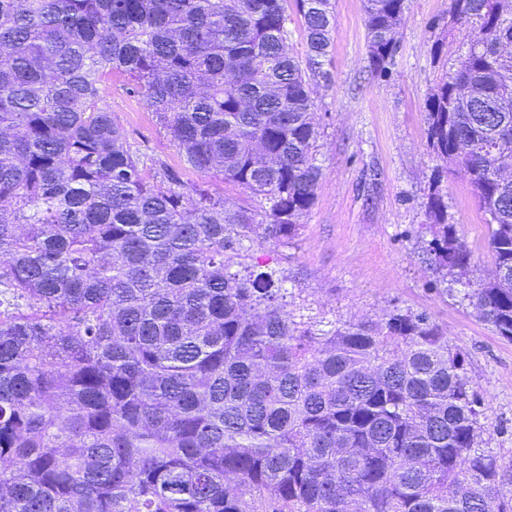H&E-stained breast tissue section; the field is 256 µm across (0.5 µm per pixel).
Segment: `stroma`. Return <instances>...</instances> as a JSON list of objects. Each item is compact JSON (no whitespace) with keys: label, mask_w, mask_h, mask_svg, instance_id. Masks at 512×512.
Masks as SVG:
<instances>
[{"label":"stroma","mask_w":512,"mask_h":512,"mask_svg":"<svg viewBox=\"0 0 512 512\" xmlns=\"http://www.w3.org/2000/svg\"><path fill=\"white\" fill-rule=\"evenodd\" d=\"M336 16L317 82L316 199L293 239L254 247L260 263L283 271L295 298L292 318L381 322L394 309L426 313L466 356L467 376L483 399L481 445L512 466V342L478 317L458 283L429 252L427 201L438 184L447 218L470 253L465 279L480 287L494 269L490 228L466 180L437 158L427 138V96L443 63H459L467 30L450 18L451 0H408L387 76L367 56L365 0H332ZM104 103L140 153L182 168L186 184L223 194L261 213L259 198L221 178L183 169L182 159L123 77L103 83Z\"/></svg>","instance_id":"35a3bbf8"}]
</instances>
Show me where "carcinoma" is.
<instances>
[{
  "mask_svg": "<svg viewBox=\"0 0 512 512\" xmlns=\"http://www.w3.org/2000/svg\"><path fill=\"white\" fill-rule=\"evenodd\" d=\"M406 2L365 0L381 75ZM293 5L302 56L287 0H0V512H512L427 314L296 322L286 277L247 262L294 237L322 175L336 16ZM451 17L465 60L428 94V138L491 227L492 278L463 299L512 342V0ZM114 75L264 219L133 148L102 102ZM446 208L432 185L451 272L470 253Z\"/></svg>",
  "mask_w": 512,
  "mask_h": 512,
  "instance_id": "1",
  "label": "carcinoma"
}]
</instances>
